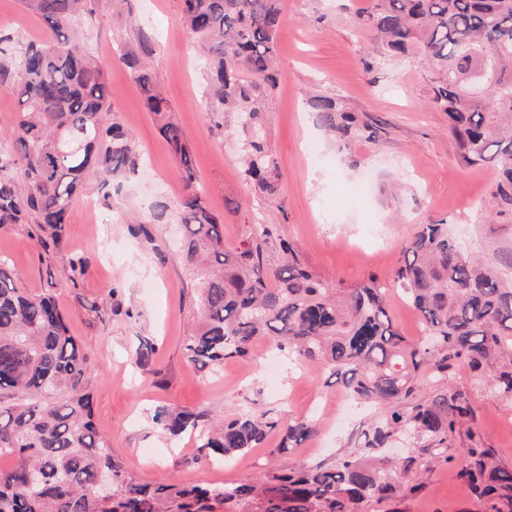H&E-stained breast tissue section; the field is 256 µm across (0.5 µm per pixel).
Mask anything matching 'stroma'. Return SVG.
I'll list each match as a JSON object with an SVG mask.
<instances>
[{
  "label": "stroma",
  "instance_id": "35a3bbf8",
  "mask_svg": "<svg viewBox=\"0 0 512 512\" xmlns=\"http://www.w3.org/2000/svg\"><path fill=\"white\" fill-rule=\"evenodd\" d=\"M371 0H281L276 80L267 91L265 139L278 165L274 193L245 178L240 162L244 135L211 128L206 112L205 67L180 21V0H95L80 20L88 48L103 66L117 121L142 153V171L112 181L103 201L100 177L75 198L66 244L54 266L42 265L25 226L0 228V257L40 294L53 291L69 330L88 357L93 416L127 472L137 481L170 479L181 484L239 483L258 478L272 461L277 435L262 447L218 466L197 461L190 438L171 439L153 415L180 406L231 417L258 406L283 417L304 410L319 426L334 423L324 444L310 442L296 458L332 463L353 451L375 418L372 407H343L345 392L327 383L320 367L299 365L272 350L254 347L250 360L230 358L219 369L190 366L182 344L199 315L200 279L176 247L180 224H160L149 244L129 232L132 219H148L155 204L177 206L184 194L179 162L142 106L123 54L149 38L156 81L191 149L196 180L208 209L224 224V244L238 246L255 214L267 215L274 237L291 242L307 269L327 287L350 288L377 279L387 287L389 313L409 341L422 337L418 313L408 304L396 272L402 247L416 225L447 219L459 247L487 260L497 248L512 249V224H490L481 205L494 183L493 166L466 167L456 157L448 115L431 104L433 67L409 54H382L373 33L358 29L355 14ZM18 46L45 38L41 21L21 0H0V29ZM337 99L349 111L375 121L370 139L339 141L317 122L309 95ZM316 163L306 159L308 152ZM367 183L366 196L349 203L345 192ZM99 200L91 215L85 199ZM82 259L83 271L70 262ZM153 344L160 376L140 369L136 352ZM477 409L478 425L505 467H512V401L493 396L488 376L465 364L452 371ZM401 512H472L474 503L454 466L434 464L423 490L402 500Z\"/></svg>",
  "mask_w": 512,
  "mask_h": 512
}]
</instances>
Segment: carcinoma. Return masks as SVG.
I'll list each match as a JSON object with an SVG mask.
<instances>
[{
	"label": "carcinoma",
	"instance_id": "carcinoma-1",
	"mask_svg": "<svg viewBox=\"0 0 512 512\" xmlns=\"http://www.w3.org/2000/svg\"><path fill=\"white\" fill-rule=\"evenodd\" d=\"M280 2L180 0L182 23L209 69L214 127L233 111L248 134L244 173L270 192L277 165L262 131L265 89L275 82ZM22 3L50 38L17 54L13 35L0 31V92L19 104L0 137V227L27 225L50 267L87 178L133 174L141 157L131 134L101 119L112 111L104 70L75 29L92 13V0ZM356 18L375 32L385 54L416 52L434 64L432 103L448 113L458 159L494 166L491 223L512 224V0H371ZM140 48L123 60L179 160L186 188L175 212L181 254L204 271L200 319L183 345L186 362L220 367L271 341L300 364H320L382 416L362 431L357 449L329 465H308L291 456L316 435L311 417L287 420L259 410L217 421L203 411L163 408L155 421L173 436H194L197 459L206 463L258 448L271 433L279 436L273 455L290 459L271 465L257 483H138L93 421L87 356L56 297L32 293L0 258V456L14 459L0 472V512H360L365 503L422 489L431 463L454 461L448 449L459 439L466 448L459 475L479 512H512V468L486 444L468 390L449 380L462 361L490 373L495 394L512 400V281L505 272L463 252L447 220L417 225L397 272L426 331L410 342L393 326L386 288L373 279L340 292L326 287L290 243L271 254L266 221L251 224L247 239L226 249L224 225L205 205L188 142L146 61L149 40ZM309 105L328 131L374 137L371 123L333 98L314 95ZM172 213L157 205L131 234L154 242L155 226L169 223ZM426 372L436 387L419 396Z\"/></svg>",
	"mask_w": 512,
	"mask_h": 512
}]
</instances>
